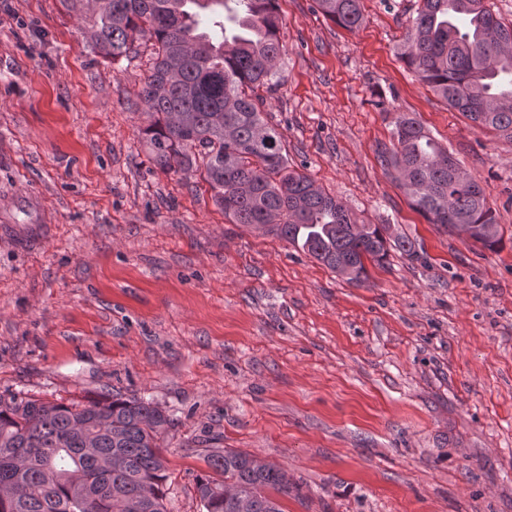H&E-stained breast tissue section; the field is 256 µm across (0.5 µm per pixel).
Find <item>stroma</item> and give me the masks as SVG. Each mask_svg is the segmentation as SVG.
I'll use <instances>...</instances> for the list:
<instances>
[{
    "label": "stroma",
    "instance_id": "35a3bbf8",
    "mask_svg": "<svg viewBox=\"0 0 512 512\" xmlns=\"http://www.w3.org/2000/svg\"><path fill=\"white\" fill-rule=\"evenodd\" d=\"M417 7L362 0L350 31L278 0L264 111L290 169L421 255L356 285L153 166L151 45L105 59L60 0H0V396L153 400L167 512H201L212 448L286 472L283 512H512V138L406 67ZM403 113L485 187L496 250L429 223L380 164Z\"/></svg>",
    "mask_w": 512,
    "mask_h": 512
}]
</instances>
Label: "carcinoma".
<instances>
[{
  "label": "carcinoma",
  "instance_id": "cac0c4a2",
  "mask_svg": "<svg viewBox=\"0 0 512 512\" xmlns=\"http://www.w3.org/2000/svg\"><path fill=\"white\" fill-rule=\"evenodd\" d=\"M61 0L89 20L91 49L103 58L152 43L154 61L141 97L151 118L142 133L164 171L200 172L231 224H246L300 248L350 283L368 280L365 260L383 264L393 249L411 259L414 243L389 224H367L311 178L288 167L283 136L263 117L262 88L281 80L277 61L283 20L277 0ZM346 29L362 23L361 0H316ZM224 8L201 26L200 12ZM406 66L479 128L512 137V23L485 0H420L401 47ZM396 145L381 165L406 179L399 186L432 224H465L464 232L493 250L501 242L487 193L472 178L459 182L442 147L416 119L399 116ZM100 456L116 460L107 474L83 452L77 423ZM171 420L152 402L114 396L85 405L0 396V512H165L166 464L157 441ZM211 473L197 477L202 512H282L268 491L293 484L272 464L226 448L208 454ZM54 470L58 480L45 481Z\"/></svg>",
  "mask_w": 512,
  "mask_h": 512
}]
</instances>
